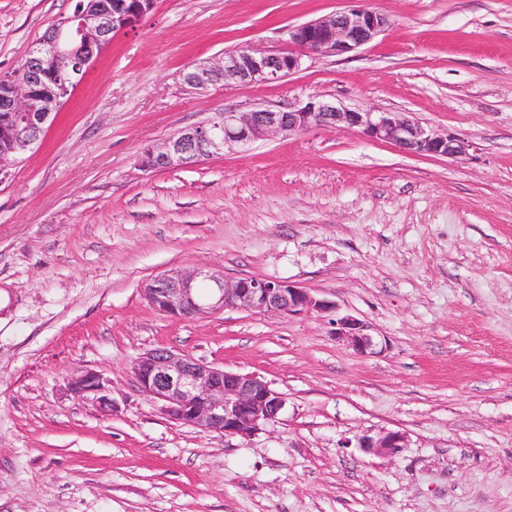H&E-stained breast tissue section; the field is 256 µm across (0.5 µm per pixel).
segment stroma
I'll return each instance as SVG.
<instances>
[{
	"label": "stroma",
	"instance_id": "obj_1",
	"mask_svg": "<svg viewBox=\"0 0 512 512\" xmlns=\"http://www.w3.org/2000/svg\"><path fill=\"white\" fill-rule=\"evenodd\" d=\"M367 2L390 25L356 51L201 92L187 66L280 51L344 0H155L0 174V512H512V0ZM73 7L0 0V72ZM317 95L474 148L415 156L318 128L140 164L216 112ZM200 266L337 311L180 320L144 299ZM337 314L366 324L370 353L336 340ZM161 347L258 374L285 405L244 437L171 421L132 374ZM79 370L102 393H71ZM387 430L407 437L396 456L358 448Z\"/></svg>",
	"mask_w": 512,
	"mask_h": 512
}]
</instances>
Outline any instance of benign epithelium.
<instances>
[{
	"label": "benign epithelium",
	"instance_id": "benign-epithelium-1",
	"mask_svg": "<svg viewBox=\"0 0 512 512\" xmlns=\"http://www.w3.org/2000/svg\"><path fill=\"white\" fill-rule=\"evenodd\" d=\"M349 2L342 11L288 28L284 51L228 50L212 61L189 66L183 80L197 90L216 82L226 88L266 84L299 71L306 57L352 52L382 34L389 19L365 0ZM153 5L154 0H77L73 13L52 24L16 70L0 73V113L4 116L0 172L41 140L64 97L72 94L115 36L148 14ZM311 128L356 129L368 140L391 143L413 155L462 159L472 148L465 139L437 133L404 112L349 108L315 96L286 110L216 112L207 121L146 148L141 164L153 170L183 168L222 154L227 147L247 148L271 135L286 137ZM143 292L155 310L175 319L226 308L288 314L335 308L287 281H229L205 267L167 271L147 283ZM334 335L359 354L374 345L364 324L350 315L336 319ZM132 373L140 391L161 402L167 417L207 432L250 436L276 419L284 406L282 395L262 377L226 371L185 353L147 352L137 359ZM71 390L99 392V377L80 373L71 379ZM358 447L395 455L407 447V439L399 431H386L376 439L358 438Z\"/></svg>",
	"mask_w": 512,
	"mask_h": 512
}]
</instances>
